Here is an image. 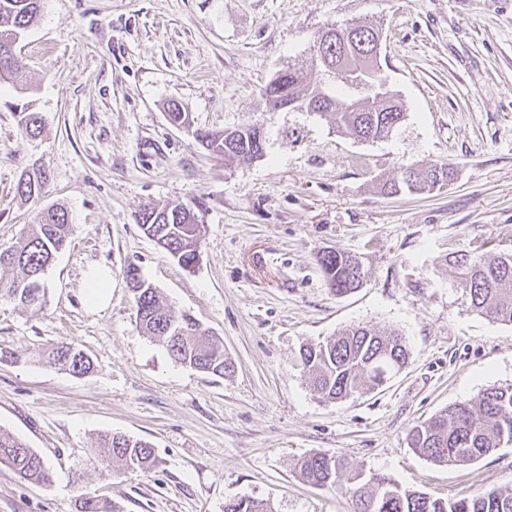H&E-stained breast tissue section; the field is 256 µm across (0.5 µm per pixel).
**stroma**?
I'll return each mask as SVG.
<instances>
[{"label":"stroma","mask_w":512,"mask_h":512,"mask_svg":"<svg viewBox=\"0 0 512 512\" xmlns=\"http://www.w3.org/2000/svg\"><path fill=\"white\" fill-rule=\"evenodd\" d=\"M382 33V75L406 117L389 138L336 132L316 112L267 111L260 91L307 63L335 23ZM30 90L0 81V249L38 211L67 210L71 234L44 278L41 307L0 299V431L48 462L47 486L0 464V512H76L82 494L119 512H224L241 497L273 512H354L350 494L304 482L300 457L326 452L438 497L512 485V445L441 465L409 447L439 411L512 385V325L474 311L450 254H512V0H42L16 49ZM257 124L265 154L208 152L171 125ZM48 123L26 137L15 106ZM437 160L455 174L429 194L386 195L400 169ZM50 174L35 203L15 195L32 164ZM191 205L205 227L194 271L137 223L148 204ZM358 255L355 292L334 295L317 256ZM135 265L174 315L223 345L219 378L176 363L135 321ZM112 274L108 303L87 302L89 270ZM398 331L407 366L378 389L329 402L298 362L302 344L349 327ZM60 342L93 362L76 376L46 363ZM152 444L155 468L88 463L107 433Z\"/></svg>","instance_id":"stroma-1"}]
</instances>
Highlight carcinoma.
I'll use <instances>...</instances> for the list:
<instances>
[{"mask_svg": "<svg viewBox=\"0 0 512 512\" xmlns=\"http://www.w3.org/2000/svg\"><path fill=\"white\" fill-rule=\"evenodd\" d=\"M41 0H0V79L7 77L19 89L28 87L16 64L18 43L39 16ZM326 38L311 53V66L323 78L308 81L301 67L281 70L262 90L270 112L309 109L319 101L326 107L336 129L365 141L380 139L384 130L397 127L405 118L403 105L389 89L362 94L348 85L344 72L351 66L377 65L372 55L378 30L358 24L326 27ZM18 125L27 136L36 138L46 130V120L30 107L16 113ZM167 117L176 127L191 126L189 113L177 103L167 104ZM193 137L207 151L238 160L263 156L266 135L259 126L246 125L221 131H193ZM47 178L22 172L16 195L20 201L40 198ZM138 224L143 233L157 239L178 265L192 271L199 263V244L204 225L196 212L180 202L141 209ZM68 212L51 206L36 215V224L10 248L0 251V298L7 297L22 308L43 304L42 276L55 254L68 241ZM327 285L336 296H344L362 284L365 272L359 258L348 252L327 251L318 256ZM448 268L460 275L469 293L471 307L496 321L512 325V255L504 254L487 262L464 255L448 261ZM124 274L139 278L132 289L136 323L151 339L165 344L175 362L199 372L222 378L233 370L224 348L188 314L174 317L153 284L139 276L132 264ZM409 349L396 331L381 333L369 326H355L318 344L300 347L299 362L314 389L326 400H343L383 385L408 363ZM47 360L82 376L92 369L90 358L72 343H58L47 351ZM512 442V386L489 387L477 401L457 403L409 432V445L420 456L436 462L461 465L475 462ZM118 460L129 469L150 470L157 465L153 447L122 434L101 439L93 454V464L112 470ZM0 464L12 468L20 479L46 485L51 481L45 459L19 438L0 431ZM302 478L323 488L347 483L356 501L355 512H512V487H497L477 495L433 497L399 487L391 478L362 472L346 474L344 462L334 455L309 453L297 461ZM79 512H117L112 501L86 493ZM224 512H272L269 503L251 498L233 499Z\"/></svg>", "mask_w": 512, "mask_h": 512, "instance_id": "1", "label": "carcinoma"}]
</instances>
